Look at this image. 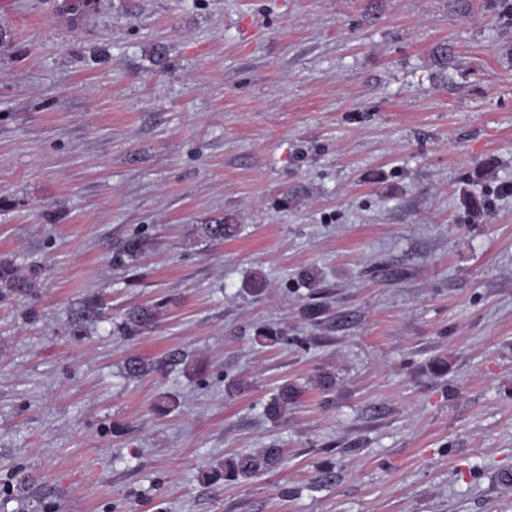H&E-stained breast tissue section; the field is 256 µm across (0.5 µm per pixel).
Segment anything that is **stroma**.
Instances as JSON below:
<instances>
[{
  "label": "stroma",
  "instance_id": "1",
  "mask_svg": "<svg viewBox=\"0 0 512 512\" xmlns=\"http://www.w3.org/2000/svg\"><path fill=\"white\" fill-rule=\"evenodd\" d=\"M0 273V512H512V0H0ZM156 317V310L134 309L126 315L122 330L128 335H133L149 325ZM281 459L280 448H263L256 453L238 457L227 465L225 477L235 480L238 476L262 473L275 468Z\"/></svg>",
  "mask_w": 512,
  "mask_h": 512
}]
</instances>
